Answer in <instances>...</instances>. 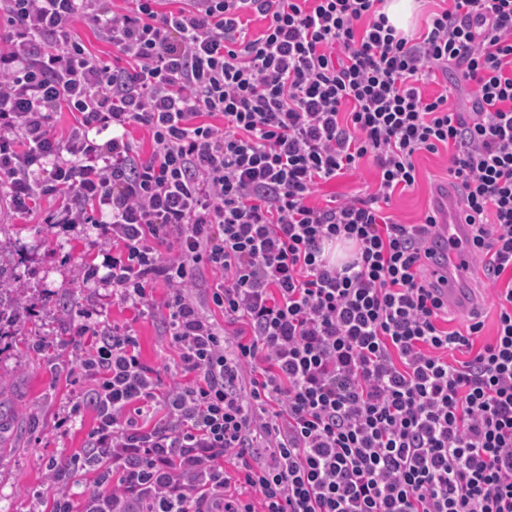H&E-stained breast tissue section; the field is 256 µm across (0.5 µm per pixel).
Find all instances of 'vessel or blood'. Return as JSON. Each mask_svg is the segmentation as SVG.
I'll return each instance as SVG.
<instances>
[{"label": "vessel or blood", "mask_w": 512, "mask_h": 512, "mask_svg": "<svg viewBox=\"0 0 512 512\" xmlns=\"http://www.w3.org/2000/svg\"><path fill=\"white\" fill-rule=\"evenodd\" d=\"M439 209L448 222L440 230L432 267L440 279V291L449 308L466 313L476 304L477 297L469 286L473 262L465 243V222L456 215L457 204L452 192H444Z\"/></svg>", "instance_id": "1"}]
</instances>
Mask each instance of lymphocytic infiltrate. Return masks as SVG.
<instances>
[{
    "mask_svg": "<svg viewBox=\"0 0 512 512\" xmlns=\"http://www.w3.org/2000/svg\"><path fill=\"white\" fill-rule=\"evenodd\" d=\"M160 2L0 0V193L98 225L106 274L84 282L175 353L167 383L131 325L99 330L71 408L97 426L66 464L96 487L52 512H512V0H445L420 32L385 0ZM440 71L466 101L426 93ZM423 151L447 153L491 257L492 336L477 313L449 324L433 215L387 212ZM367 158L375 193L312 203ZM74 34L87 42L91 50L103 60L112 62V57L117 52L116 48L97 39L95 27L89 21L78 20L74 26Z\"/></svg>",
    "mask_w": 512,
    "mask_h": 512,
    "instance_id": "obj_1",
    "label": "lymphocytic infiltrate"
}]
</instances>
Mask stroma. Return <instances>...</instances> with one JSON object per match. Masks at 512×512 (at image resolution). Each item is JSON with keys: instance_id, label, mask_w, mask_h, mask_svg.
Wrapping results in <instances>:
<instances>
[{"instance_id": "obj_1", "label": "stroma", "mask_w": 512, "mask_h": 512, "mask_svg": "<svg viewBox=\"0 0 512 512\" xmlns=\"http://www.w3.org/2000/svg\"><path fill=\"white\" fill-rule=\"evenodd\" d=\"M446 166V154H420L417 186L392 200L398 222L422 221ZM59 204L58 197H45L36 212L18 215L0 200V240L7 244L0 255L24 290L22 322L0 340V512H47L55 491L48 463L81 452L96 425L90 408L68 416L70 399L88 387L73 351L96 346L81 327L131 324L144 362L160 371L174 356L157 319L135 317L113 299L111 287L82 281L80 266L102 261L100 231L92 224L49 223Z\"/></svg>"}]
</instances>
